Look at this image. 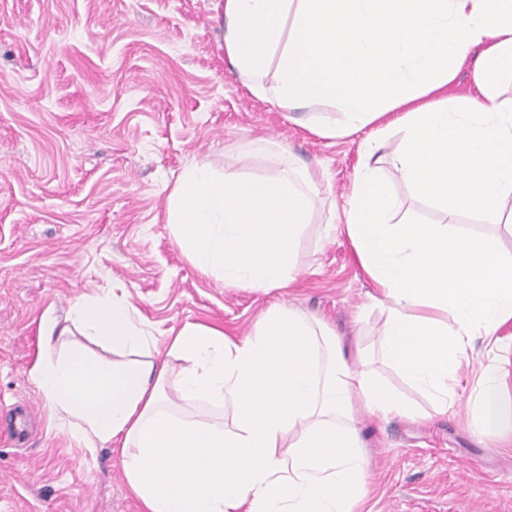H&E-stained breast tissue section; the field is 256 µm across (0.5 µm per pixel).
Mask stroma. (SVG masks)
Masks as SVG:
<instances>
[{
	"mask_svg": "<svg viewBox=\"0 0 512 512\" xmlns=\"http://www.w3.org/2000/svg\"><path fill=\"white\" fill-rule=\"evenodd\" d=\"M216 0H0V512H141L118 451L72 439L30 370L43 318L80 296H130L167 351L185 324L243 336L276 303L323 318L346 347H374L381 309L346 234L345 195L364 133H310L236 77ZM380 166L404 209L444 215ZM319 168L292 288H227L177 244L167 197L182 172ZM334 231H327L328 223ZM370 459L363 512H512V447L477 438L467 410L360 419Z\"/></svg>",
	"mask_w": 512,
	"mask_h": 512,
	"instance_id": "obj_1",
	"label": "stroma"
}]
</instances>
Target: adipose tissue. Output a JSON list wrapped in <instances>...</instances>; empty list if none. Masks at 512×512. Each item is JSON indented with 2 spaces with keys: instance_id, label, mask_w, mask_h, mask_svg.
Masks as SVG:
<instances>
[{
  "instance_id": "ef3b65f1",
  "label": "adipose tissue",
  "mask_w": 512,
  "mask_h": 512,
  "mask_svg": "<svg viewBox=\"0 0 512 512\" xmlns=\"http://www.w3.org/2000/svg\"><path fill=\"white\" fill-rule=\"evenodd\" d=\"M223 48L243 84L284 112L312 111L309 131L343 138L363 129L345 230L385 309L381 360L429 402L402 399L366 358L351 360L334 332L280 304L252 332L188 324L168 339L184 367L157 365V340L126 294L77 299L43 324L44 357L30 376L69 435L120 445L143 512H356L369 459L356 413L373 421L429 420L469 406L477 437L512 434V398L499 362L475 340L512 353V0H218ZM470 68L475 94L451 87ZM395 174L454 213L495 216L503 232L473 238L451 224L398 217L378 166L392 129ZM112 349L89 357L78 336ZM477 374L474 391L461 380ZM228 407L233 429L185 407Z\"/></svg>"
}]
</instances>
